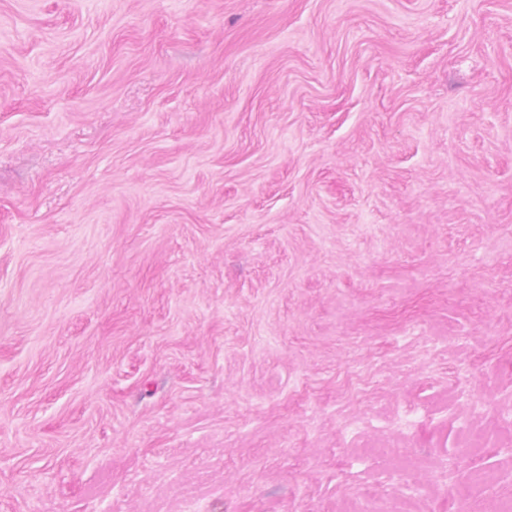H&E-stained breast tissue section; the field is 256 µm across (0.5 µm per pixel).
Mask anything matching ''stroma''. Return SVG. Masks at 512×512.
I'll list each match as a JSON object with an SVG mask.
<instances>
[{
	"label": "stroma",
	"instance_id": "obj_1",
	"mask_svg": "<svg viewBox=\"0 0 512 512\" xmlns=\"http://www.w3.org/2000/svg\"><path fill=\"white\" fill-rule=\"evenodd\" d=\"M512 499V0H0V512Z\"/></svg>",
	"mask_w": 512,
	"mask_h": 512
}]
</instances>
